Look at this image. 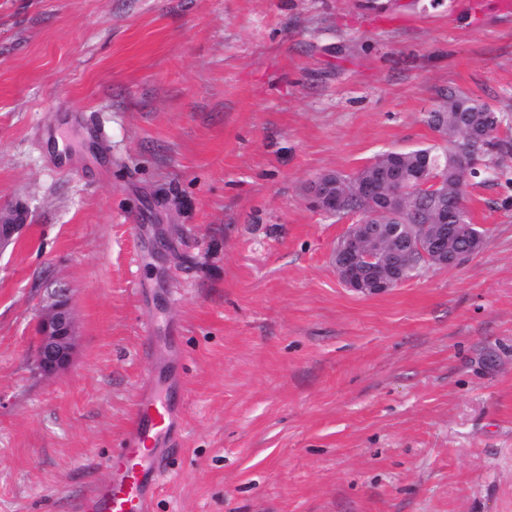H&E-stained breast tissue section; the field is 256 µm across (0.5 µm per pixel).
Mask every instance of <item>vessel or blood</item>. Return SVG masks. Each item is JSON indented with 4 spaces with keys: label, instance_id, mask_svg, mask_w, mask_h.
Masks as SVG:
<instances>
[{
    "label": "vessel or blood",
    "instance_id": "obj_1",
    "mask_svg": "<svg viewBox=\"0 0 512 512\" xmlns=\"http://www.w3.org/2000/svg\"><path fill=\"white\" fill-rule=\"evenodd\" d=\"M173 405L146 383L129 422L124 448L107 465L106 478L80 496L74 512H152L168 457L162 443L171 441Z\"/></svg>",
    "mask_w": 512,
    "mask_h": 512
}]
</instances>
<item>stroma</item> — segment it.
I'll return each instance as SVG.
<instances>
[{
	"instance_id": "obj_1",
	"label": "stroma",
	"mask_w": 512,
	"mask_h": 512,
	"mask_svg": "<svg viewBox=\"0 0 512 512\" xmlns=\"http://www.w3.org/2000/svg\"><path fill=\"white\" fill-rule=\"evenodd\" d=\"M450 90L512 112V0H0V210L27 222L0 256V512H72L160 370L181 439L153 512H512V171L468 190L478 254L375 296L332 264L352 216L304 197L444 147ZM54 280L78 345L46 379Z\"/></svg>"
}]
</instances>
